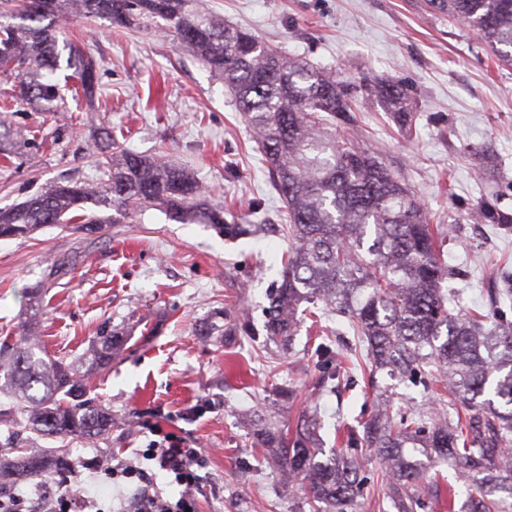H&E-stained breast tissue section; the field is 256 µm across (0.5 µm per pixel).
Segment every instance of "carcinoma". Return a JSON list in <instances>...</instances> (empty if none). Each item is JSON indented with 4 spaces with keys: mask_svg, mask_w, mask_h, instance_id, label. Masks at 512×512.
Returning <instances> with one entry per match:
<instances>
[{
    "mask_svg": "<svg viewBox=\"0 0 512 512\" xmlns=\"http://www.w3.org/2000/svg\"><path fill=\"white\" fill-rule=\"evenodd\" d=\"M196 0H0V75L19 79V90L0 97L5 114L29 105L41 125L66 111L56 79L61 58L73 70L75 95L101 93L96 64L80 40L68 36L75 17H101L116 32L163 21L162 31L224 81L248 123L269 178L280 195L291 245L280 278L267 293L263 335L286 344L304 316H336L364 344L351 359L334 340L317 346L322 384L355 383L360 370L385 371L419 384L428 406L393 411L388 398L349 429L345 447L325 460L316 423L305 419L294 434L263 426L256 436L288 478L304 482L312 512H362L363 449L385 467L391 505L417 512L428 494L427 463L442 460L467 482V512H512V322L466 309L463 291L444 288L452 271L443 259L445 235L430 224L414 191L364 146L358 132L339 123L372 104L399 130L412 126L416 103L392 79H342L299 55L271 46L251 31L194 6ZM430 8L477 32L486 49L512 65V0H427ZM106 154L95 182H56L40 194L0 208V239H25L47 227L84 235L120 216L157 209L181 224H210L230 238L250 236L253 224H230L224 205L183 166L163 153L125 148L107 127L94 132ZM29 144L27 130L0 119V158ZM476 224H512V214L482 201ZM76 258L43 271L53 282ZM124 339L98 337L91 367L105 368ZM462 410L448 412L443 392ZM0 422L59 438L93 440L112 429V414L86 397V386L64 359L43 357L24 338L0 344ZM59 448H0V485L50 474Z\"/></svg>",
    "mask_w": 512,
    "mask_h": 512,
    "instance_id": "cac0c4a2",
    "label": "carcinoma"
}]
</instances>
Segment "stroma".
I'll list each match as a JSON object with an SVG mask.
<instances>
[{"label": "stroma", "mask_w": 512, "mask_h": 512, "mask_svg": "<svg viewBox=\"0 0 512 512\" xmlns=\"http://www.w3.org/2000/svg\"><path fill=\"white\" fill-rule=\"evenodd\" d=\"M262 41L346 76L386 75L416 93L408 134L375 107L356 115L364 142L421 198L447 234L443 257L469 307L488 311L512 273V224H474L468 213L497 196L512 213V66L498 62L478 35L431 12L425 0H201ZM96 61L103 98L68 100L78 132L36 141L13 163L0 160V207L63 178L94 181L100 155L88 145L99 126L123 128L140 153L165 150L189 168L256 236L231 240L208 224H180L149 209L118 218L92 238L46 229L27 240H0V336L20 337L47 263L79 256L74 269L41 295L40 337L49 356L78 367L92 395L112 411L108 435L94 442L56 439L0 425V447L66 448L73 470L146 448L152 428L201 449L194 489L198 512H309L301 482L284 478L254 442L261 420L294 428L316 415L324 448L339 424L357 426L380 395L395 407L422 406L421 388L378 375L358 378L342 396L324 393L316 347L300 331L284 347L235 332L239 319L261 322L266 292L289 246L285 208L223 81L171 37L108 20L73 22ZM223 312L233 335L201 327ZM118 329L125 349L103 370L87 361L98 336Z\"/></svg>", "instance_id": "stroma-1"}]
</instances>
